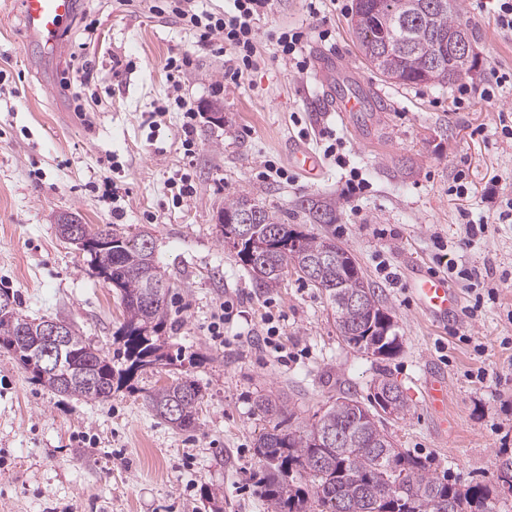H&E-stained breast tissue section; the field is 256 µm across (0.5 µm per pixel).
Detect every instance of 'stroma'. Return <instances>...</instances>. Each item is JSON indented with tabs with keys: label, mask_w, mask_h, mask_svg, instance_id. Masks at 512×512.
Instances as JSON below:
<instances>
[{
	"label": "stroma",
	"mask_w": 512,
	"mask_h": 512,
	"mask_svg": "<svg viewBox=\"0 0 512 512\" xmlns=\"http://www.w3.org/2000/svg\"><path fill=\"white\" fill-rule=\"evenodd\" d=\"M463 13L478 36L472 79L512 70V34L472 0ZM354 0L310 17L303 0H275L261 18L258 66L238 82L222 36L199 43L189 29L152 11L150 0H76L62 49L46 54L25 32L19 0H0V289L23 313L73 323L87 342L114 353L124 321L115 289L56 231L69 213L84 224H111L128 236L149 233L173 283L168 297L172 349L195 353L190 373L201 389L200 425L182 431L157 419L145 402L153 386L181 368L138 376L106 401L55 394L32 380L0 349V512H267L251 474L254 444L273 428L257 400L287 398L291 424L311 423L337 396L366 400L380 374L404 391L409 408L385 425L399 448L427 458L459 485H493L500 458L512 456V222L490 225L464 248L469 267H490L496 301L477 317L443 326L421 314L406 272L445 274L442 246L457 244L459 208L492 214L512 195V142L499 111L512 110V86L464 109L455 86L398 85L371 71L351 34ZM94 24L87 35L85 24ZM299 27L308 34V69L278 59L269 33ZM330 30L321 40V30ZM190 60L179 86L164 69L171 56ZM348 61L370 109L341 119L315 111V80L326 57ZM93 67L81 82L79 60ZM82 83L75 99L66 83ZM196 111L192 154L182 146L175 99ZM220 104L223 123L207 116ZM83 105L87 117L75 107ZM332 129L347 164L326 163L318 181L291 169L288 150L317 149ZM284 180L262 178L267 163ZM367 183L346 197L350 169ZM188 173L195 191L174 204L170 178ZM463 180L464 196L449 194ZM247 194L306 225L303 199L333 203L336 221L308 225L335 238L378 288L401 349L380 359L347 345L324 293L288 273L277 287L255 288L235 252L221 241L217 214L225 199ZM242 314L224 326L223 344L208 327L222 303ZM276 326L277 348L262 341ZM448 380L446 420L430 413L423 382Z\"/></svg>",
	"instance_id": "stroma-1"
}]
</instances>
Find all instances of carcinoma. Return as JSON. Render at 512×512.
Masks as SVG:
<instances>
[{"mask_svg": "<svg viewBox=\"0 0 512 512\" xmlns=\"http://www.w3.org/2000/svg\"><path fill=\"white\" fill-rule=\"evenodd\" d=\"M462 31L470 42L475 34L463 19L457 0H355L352 32L368 65L386 80L402 84H452L470 76L474 66L449 58L434 64L437 52L448 54V32ZM311 224L336 223L329 204L304 199L299 203ZM244 211L257 215L256 234L277 232L267 249L253 258L243 247L236 251L255 287L272 288L280 281L278 270L291 265L301 270L316 265V281L336 316L342 339L359 351L375 339L382 344L377 358L396 354L401 343L390 311L380 304L376 288L354 261L343 265L323 257L331 248L337 255L347 250L336 241L305 232L288 223V217L247 194L224 203L222 238L233 233L231 220ZM76 250L89 257L97 276L119 292L124 322L115 343L119 360L95 348L74 325H68V346L55 355V371L40 362L38 329L43 319H32L14 297L8 311L0 309V348L11 352L22 368L55 394L105 401L112 391L130 386L136 375L161 372L173 364L164 350L163 335L172 329L167 296L173 284L155 257V247L142 237L129 238L110 224L84 225L83 238L72 240ZM364 297V309L351 305ZM387 318L377 336L366 335L369 320ZM148 403L158 419L180 430L199 426L200 387L185 375L149 391ZM258 408L268 416L284 418L287 401L281 396H261ZM258 470L253 473L268 512H502L506 498L492 495L477 483L463 487L436 475L427 462L397 447L384 428L374 400L339 396L313 423L284 430L276 423L255 443ZM498 488L512 484V457L499 461Z\"/></svg>", "mask_w": 512, "mask_h": 512, "instance_id": "obj_1", "label": "carcinoma"}]
</instances>
